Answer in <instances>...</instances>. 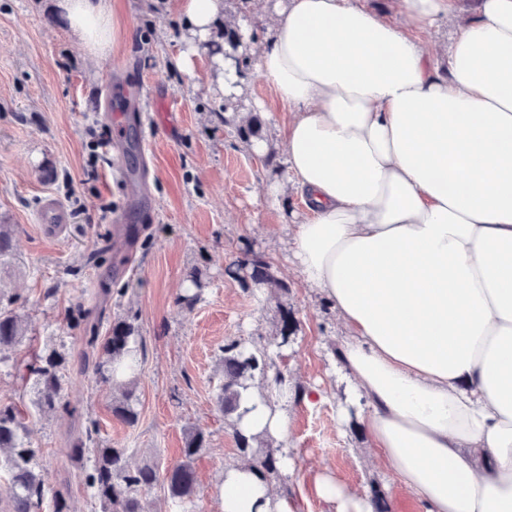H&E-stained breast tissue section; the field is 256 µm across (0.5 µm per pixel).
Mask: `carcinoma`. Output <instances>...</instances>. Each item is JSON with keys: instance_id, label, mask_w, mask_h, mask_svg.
<instances>
[{"instance_id": "1", "label": "carcinoma", "mask_w": 512, "mask_h": 512, "mask_svg": "<svg viewBox=\"0 0 512 512\" xmlns=\"http://www.w3.org/2000/svg\"><path fill=\"white\" fill-rule=\"evenodd\" d=\"M224 56L237 61L240 58L242 37L231 24L224 26ZM240 137L247 143L262 139L261 123L255 117L238 128ZM12 224H0V270L11 265L13 256ZM241 268L248 270V278L256 285H267L281 290L288 286L277 280L270 272V265L260 255H253L244 261ZM194 291L178 297L177 302L189 308L200 299L201 279L191 275ZM20 297L9 295L0 289V352L13 349L24 342L27 328L24 317L18 312ZM92 310L79 305L70 315L72 320L86 324L85 335L79 338L83 345L81 358L84 361L96 357L95 366L102 381L110 382L120 366L128 370L137 369L138 327L129 318L112 322L109 333L99 336L98 323H88ZM69 354L64 349L44 348L36 358L32 369L33 403L43 413L67 409L61 393L63 372L69 370ZM224 385L219 395V404L224 414L240 419L238 409L243 392L248 389L256 376L267 377L265 354L251 350L234 341L223 348L221 357ZM121 397L115 400L112 413L128 424L137 420L135 409L134 380L118 384ZM30 430L20 410L10 404H0V470L6 474L5 496L7 508L0 512H44L46 494H51L52 512H66V496L60 489L46 488L42 469L37 462L36 448L29 437ZM80 440L72 449L76 458L88 457L90 468L85 476L87 488L97 499L101 512H143L139 493L151 488L158 481V469L146 463L130 470L126 463L125 451L110 445L90 448ZM205 436L193 433L183 448V460L167 470L166 479L171 501L181 507L196 495V480L192 469L194 456L204 447Z\"/></svg>"}]
</instances>
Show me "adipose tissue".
Returning a JSON list of instances; mask_svg holds the SVG:
<instances>
[{
  "label": "adipose tissue",
  "mask_w": 512,
  "mask_h": 512,
  "mask_svg": "<svg viewBox=\"0 0 512 512\" xmlns=\"http://www.w3.org/2000/svg\"><path fill=\"white\" fill-rule=\"evenodd\" d=\"M402 24L359 0H274L254 55L287 106L285 182L309 215L285 247L346 329L333 356L365 399L362 429L423 512H512V0H479L431 54L414 28L458 0H399ZM90 54L109 48L107 0H60ZM193 44L224 0H175ZM267 380L239 428L284 441ZM330 512H373L331 473ZM224 512H302L250 465L225 467Z\"/></svg>",
  "instance_id": "ef3b65f1"
}]
</instances>
